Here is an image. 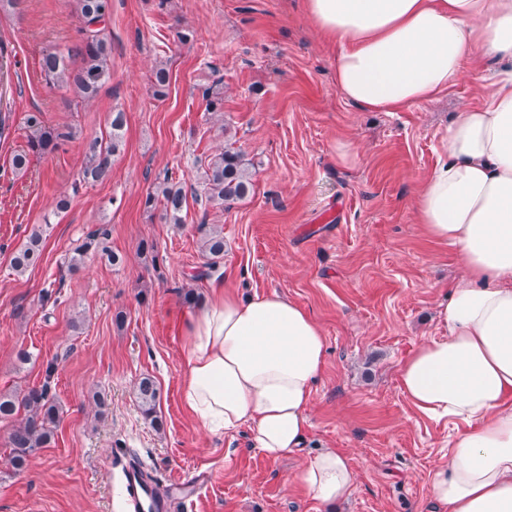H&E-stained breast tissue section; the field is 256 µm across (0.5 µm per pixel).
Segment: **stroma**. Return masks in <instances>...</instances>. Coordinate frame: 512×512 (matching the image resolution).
<instances>
[{
  "instance_id": "obj_1",
  "label": "stroma",
  "mask_w": 512,
  "mask_h": 512,
  "mask_svg": "<svg viewBox=\"0 0 512 512\" xmlns=\"http://www.w3.org/2000/svg\"><path fill=\"white\" fill-rule=\"evenodd\" d=\"M74 5L0 0V110L10 114L0 140V393L40 386L52 362L59 408L50 443L20 472L8 462L11 426L0 422V512H122L105 467L119 458L143 462L166 496L207 474L192 508L172 512H433V472L447 461L455 428L414 410L398 370L435 336L437 304L461 267L453 248L416 223L412 200L437 162L444 126L482 100L484 56L474 54L435 100L370 112L338 95V47L312 24L304 0H112L110 76L82 101L47 84L40 68L45 49L79 44ZM158 66L171 76L160 99L150 89ZM215 82L224 88L225 134L203 97ZM117 110L126 125L110 177L72 194L83 140L106 134ZM32 112L76 138L31 155L18 172L12 157L27 146ZM340 141L357 147L355 160L338 158ZM228 145L250 162L253 189L201 213L199 162ZM167 168L185 180L179 227L143 205ZM63 195L70 205L55 213ZM204 218L223 227L224 258L199 280ZM101 224L122 263L90 254L68 270L65 257ZM35 230L42 259L16 273L12 254ZM145 241L157 246L161 268L142 255ZM56 282L58 303L42 307ZM216 285L243 298L280 293L321 327L326 362L305 451L333 448L348 458L355 485L347 502L331 508L312 498L294 479L301 459H268L244 428L206 434L185 409L184 289L203 301ZM22 348L32 354L25 364ZM144 376L160 390V431L138 406ZM97 390L108 395L102 412Z\"/></svg>"
}]
</instances>
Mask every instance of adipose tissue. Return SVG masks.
I'll use <instances>...</instances> for the list:
<instances>
[{
	"instance_id": "adipose-tissue-1",
	"label": "adipose tissue",
	"mask_w": 512,
	"mask_h": 512,
	"mask_svg": "<svg viewBox=\"0 0 512 512\" xmlns=\"http://www.w3.org/2000/svg\"><path fill=\"white\" fill-rule=\"evenodd\" d=\"M306 12L340 46L337 93L364 110L398 112L448 89L474 47L504 61L484 100L444 132L414 198L417 223L458 249L462 273L399 382L420 414L464 426L432 478L437 512H512V0H306ZM181 335L183 404L203 429L248 426L251 447L274 461L303 451L326 357L304 308L217 287ZM295 480L333 504L351 495L355 474L327 448Z\"/></svg>"
}]
</instances>
